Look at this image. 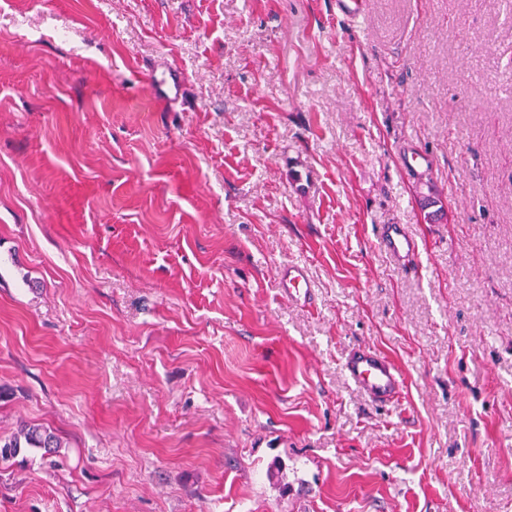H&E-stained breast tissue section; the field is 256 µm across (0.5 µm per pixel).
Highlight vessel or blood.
<instances>
[{"label": "vessel or blood", "instance_id": "1", "mask_svg": "<svg viewBox=\"0 0 512 512\" xmlns=\"http://www.w3.org/2000/svg\"><path fill=\"white\" fill-rule=\"evenodd\" d=\"M183 83L181 71L168 69L160 77L152 78L150 86L156 95L175 101L182 95ZM377 242L402 269L411 268L418 254V243L405 225H380ZM278 281L283 292L293 299L307 301L313 294V284L304 266L290 264L280 268ZM344 369L350 380L374 403H391L402 390L403 379L395 363L369 348L354 347L346 358Z\"/></svg>", "mask_w": 512, "mask_h": 512}]
</instances>
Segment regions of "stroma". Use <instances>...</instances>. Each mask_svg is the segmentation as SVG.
<instances>
[{
  "label": "stroma",
  "mask_w": 512,
  "mask_h": 512,
  "mask_svg": "<svg viewBox=\"0 0 512 512\" xmlns=\"http://www.w3.org/2000/svg\"><path fill=\"white\" fill-rule=\"evenodd\" d=\"M24 426L60 446L0 461V512H512L499 0H0V437ZM183 83L182 72L168 68L161 73L160 78L153 75L150 86L156 95L169 101H176L182 95ZM378 244L389 252L405 271L411 266L418 254V243L409 234L405 224H382L379 226ZM279 286L283 292L295 300L308 301L313 294V284L304 266L288 264L278 270ZM344 369L350 380L376 404L393 402L402 390L403 379L395 363L369 348L354 347Z\"/></svg>",
  "instance_id": "stroma-1"
}]
</instances>
